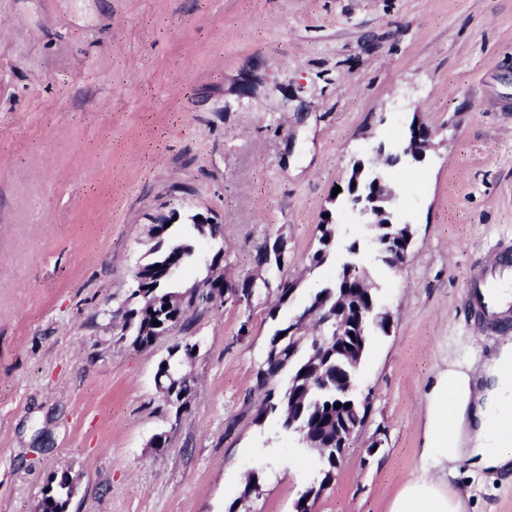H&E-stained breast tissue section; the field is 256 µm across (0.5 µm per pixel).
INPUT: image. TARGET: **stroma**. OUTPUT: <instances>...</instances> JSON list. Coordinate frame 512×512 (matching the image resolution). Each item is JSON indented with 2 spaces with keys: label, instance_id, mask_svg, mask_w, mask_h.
Returning <instances> with one entry per match:
<instances>
[{
  "label": "stroma",
  "instance_id": "1",
  "mask_svg": "<svg viewBox=\"0 0 512 512\" xmlns=\"http://www.w3.org/2000/svg\"><path fill=\"white\" fill-rule=\"evenodd\" d=\"M436 136L393 165L412 122ZM390 182L413 238L380 260L358 211L330 205L354 161ZM215 217L193 262L259 286L198 309L147 347L124 331L149 227L171 209ZM336 245L318 267V226ZM512 238V0H0V512H37L54 473L68 512H293L316 456L258 417L270 338L332 282L350 244L388 332L372 331L361 425L314 512H387L419 461L439 369L500 344L466 320L475 262ZM279 240L281 269L256 249ZM296 280L287 305L281 279ZM194 390L173 416L156 382L175 346ZM165 445L153 447L155 436ZM261 490L244 500L249 474ZM467 512H512V472L459 462ZM319 227L321 229L319 243L322 248L318 249L310 258V263L316 266L322 264L325 261L329 249L335 243L336 235V224H333L332 218L330 216L327 217L326 223L319 224Z\"/></svg>",
  "mask_w": 512,
  "mask_h": 512
}]
</instances>
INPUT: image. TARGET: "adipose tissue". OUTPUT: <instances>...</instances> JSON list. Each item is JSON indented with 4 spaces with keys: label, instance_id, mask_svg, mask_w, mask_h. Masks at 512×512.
<instances>
[{
    "label": "adipose tissue",
    "instance_id": "adipose-tissue-1",
    "mask_svg": "<svg viewBox=\"0 0 512 512\" xmlns=\"http://www.w3.org/2000/svg\"><path fill=\"white\" fill-rule=\"evenodd\" d=\"M422 476L409 481L389 512H466L462 493H449L448 467L466 461L482 471L512 467V343L488 359L480 375L458 366L438 371L427 394Z\"/></svg>",
    "mask_w": 512,
    "mask_h": 512
}]
</instances>
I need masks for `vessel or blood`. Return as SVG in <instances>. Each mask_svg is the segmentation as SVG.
Here are the masks:
<instances>
[{
    "instance_id": "vessel-or-blood-1",
    "label": "vessel or blood",
    "mask_w": 512,
    "mask_h": 512,
    "mask_svg": "<svg viewBox=\"0 0 512 512\" xmlns=\"http://www.w3.org/2000/svg\"><path fill=\"white\" fill-rule=\"evenodd\" d=\"M465 308L486 334L512 332V241H498L472 269Z\"/></svg>"
}]
</instances>
